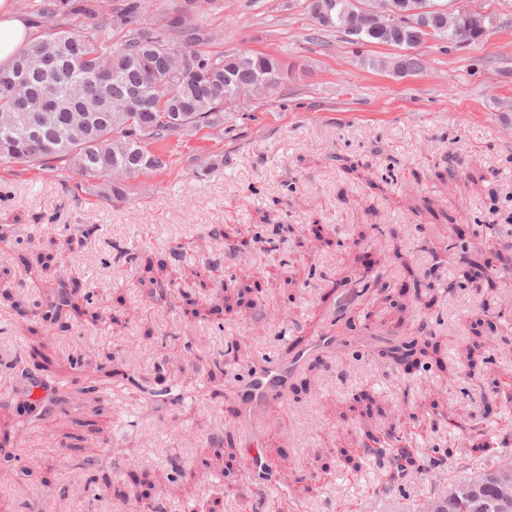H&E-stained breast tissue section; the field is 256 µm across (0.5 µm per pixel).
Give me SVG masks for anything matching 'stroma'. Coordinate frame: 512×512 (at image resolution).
Segmentation results:
<instances>
[{
  "instance_id": "obj_1",
  "label": "stroma",
  "mask_w": 512,
  "mask_h": 512,
  "mask_svg": "<svg viewBox=\"0 0 512 512\" xmlns=\"http://www.w3.org/2000/svg\"><path fill=\"white\" fill-rule=\"evenodd\" d=\"M452 5L496 21L475 46L429 40L407 78L367 65L395 48L312 41L302 0L202 5V53L271 54L288 81L165 143L172 166L123 201L0 164V512H278L282 493L298 512H420L512 457V0ZM63 290L61 327L44 314ZM417 335L414 364L380 356L377 338ZM319 336L336 351L267 407L275 468L255 475L237 386ZM32 354L68 401L45 423L16 367ZM393 428L418 468L345 464Z\"/></svg>"
}]
</instances>
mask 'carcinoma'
<instances>
[{
    "label": "carcinoma",
    "mask_w": 512,
    "mask_h": 512,
    "mask_svg": "<svg viewBox=\"0 0 512 512\" xmlns=\"http://www.w3.org/2000/svg\"><path fill=\"white\" fill-rule=\"evenodd\" d=\"M358 0H306V10L318 31L334 29L352 43L381 44L402 50L391 59L370 58L371 68H390L400 78L423 69L421 54L409 53L425 42L413 27L386 28L376 14L363 12ZM425 13L432 28L430 37L450 44L481 42L493 26L494 14L472 18L454 10H436L427 0ZM197 0H183L166 18L160 32L145 22L140 0L121 5L112 22H102L98 0H23L35 24L48 34L29 44L7 68H0V118L17 111L8 90L22 84L33 105L24 134L0 126V163L48 165L60 161L83 177L100 180V194L107 200L125 197L126 186L112 180V168L129 170L130 177L145 171L169 168L162 151L146 150L148 143H163L191 134L174 122L179 114L199 117V127L224 130V99L250 101L266 95L288 79L280 61L252 51L215 56L189 48L182 40L207 43L213 35L203 27L189 25ZM70 16L81 18L80 27L64 30ZM127 30L125 39L112 42V26ZM183 53V65H171L174 49ZM273 74L268 87L255 86L259 71ZM231 82L224 83V74ZM50 113L55 121L43 124L38 115ZM416 353L415 341L391 344L381 355L398 359ZM362 457H373L405 469L416 466L407 448H381L368 442ZM512 473V460L467 479L474 496L465 508L446 498L445 512H497L498 474Z\"/></svg>",
    "instance_id": "cac0c4a2"
}]
</instances>
